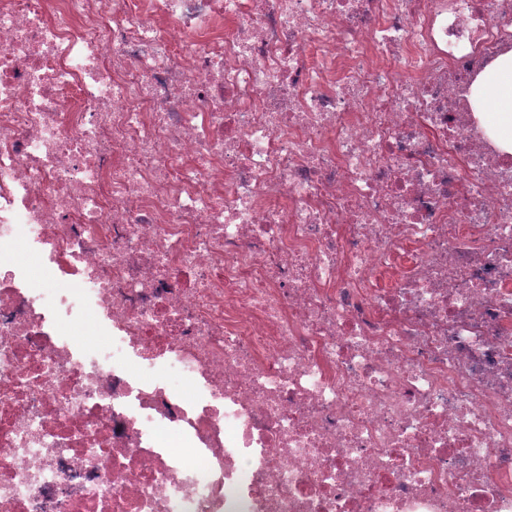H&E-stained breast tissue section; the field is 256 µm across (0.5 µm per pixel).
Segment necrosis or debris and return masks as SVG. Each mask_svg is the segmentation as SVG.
<instances>
[{
    "label": "necrosis or debris",
    "instance_id": "necrosis-or-debris-1",
    "mask_svg": "<svg viewBox=\"0 0 512 512\" xmlns=\"http://www.w3.org/2000/svg\"><path fill=\"white\" fill-rule=\"evenodd\" d=\"M509 53L512 0H0V512H512ZM474 103L500 147L512 153V54L501 57L482 77Z\"/></svg>",
    "mask_w": 512,
    "mask_h": 512
}]
</instances>
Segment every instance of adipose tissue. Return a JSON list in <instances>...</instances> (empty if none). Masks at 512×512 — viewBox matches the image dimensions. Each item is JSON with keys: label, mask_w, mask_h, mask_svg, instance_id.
<instances>
[{"label": "adipose tissue", "mask_w": 512, "mask_h": 512, "mask_svg": "<svg viewBox=\"0 0 512 512\" xmlns=\"http://www.w3.org/2000/svg\"><path fill=\"white\" fill-rule=\"evenodd\" d=\"M475 107L500 147L512 153V54L501 57L482 77Z\"/></svg>", "instance_id": "obj_1"}]
</instances>
